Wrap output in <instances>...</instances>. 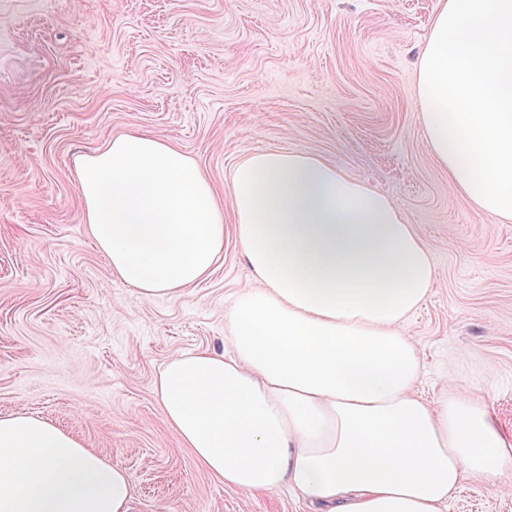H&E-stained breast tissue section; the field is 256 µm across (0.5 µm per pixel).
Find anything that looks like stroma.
Wrapping results in <instances>:
<instances>
[{
	"instance_id": "obj_1",
	"label": "stroma",
	"mask_w": 512,
	"mask_h": 512,
	"mask_svg": "<svg viewBox=\"0 0 512 512\" xmlns=\"http://www.w3.org/2000/svg\"><path fill=\"white\" fill-rule=\"evenodd\" d=\"M443 0H0V414L42 416L135 481V512H308L224 487L181 449L153 392L173 355L224 351L254 284L232 210L224 253L183 291L119 282L92 241L82 157L148 131L218 191L261 151L333 163L385 193L435 283L405 322L418 386L448 380L512 433V222L448 184L418 120L415 62ZM448 512H512V467Z\"/></svg>"
}]
</instances>
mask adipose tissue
Listing matches in <instances>:
<instances>
[{"label":"adipose tissue","mask_w":512,"mask_h":512,"mask_svg":"<svg viewBox=\"0 0 512 512\" xmlns=\"http://www.w3.org/2000/svg\"><path fill=\"white\" fill-rule=\"evenodd\" d=\"M418 117L450 186L512 221V0H445L416 63ZM89 232L143 298L205 278L222 207L184 153L146 131L78 166ZM256 284L231 350L158 372L162 418L197 465L246 495L288 489L321 512H448L463 481L512 464V434L458 384L433 402L402 326L435 273L385 194L305 153L263 152L227 188ZM124 468L32 414L0 415V512H133Z\"/></svg>","instance_id":"obj_1"}]
</instances>
